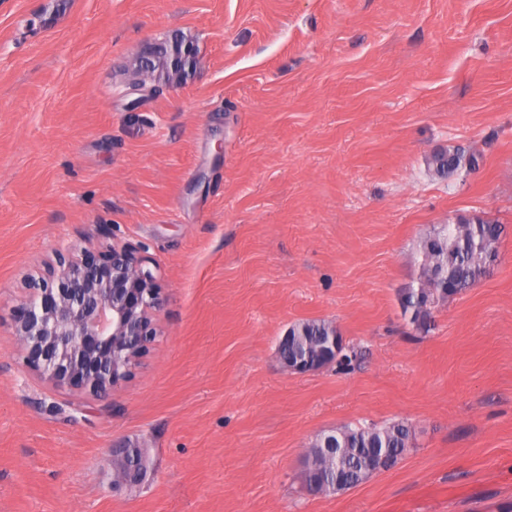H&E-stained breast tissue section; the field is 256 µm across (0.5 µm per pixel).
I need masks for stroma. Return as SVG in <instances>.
<instances>
[{"instance_id":"1","label":"stroma","mask_w":512,"mask_h":512,"mask_svg":"<svg viewBox=\"0 0 512 512\" xmlns=\"http://www.w3.org/2000/svg\"><path fill=\"white\" fill-rule=\"evenodd\" d=\"M175 29L194 79L126 109L116 72ZM452 147L475 171L432 176ZM472 218L496 260L413 325L419 241ZM111 239L165 303L99 400L10 323L56 248ZM305 319L350 363L285 371ZM391 420L394 468L303 490L316 435ZM119 446L146 469L116 492ZM0 512H512V0H0ZM335 331L338 335L337 328L331 322L322 319H309L295 323L281 338L280 345L288 342L280 350L281 356L288 361L316 352Z\"/></svg>"}]
</instances>
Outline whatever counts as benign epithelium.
Listing matches in <instances>:
<instances>
[{
    "label": "benign epithelium",
    "instance_id": "1",
    "mask_svg": "<svg viewBox=\"0 0 512 512\" xmlns=\"http://www.w3.org/2000/svg\"><path fill=\"white\" fill-rule=\"evenodd\" d=\"M133 109L143 101L141 79L124 83ZM27 299L15 309L24 366L59 389L107 398L128 380L157 336L164 305L158 269L138 247L112 243L98 259L75 248L59 249L54 263L31 272ZM112 487L138 480L143 462L116 451Z\"/></svg>",
    "mask_w": 512,
    "mask_h": 512
}]
</instances>
